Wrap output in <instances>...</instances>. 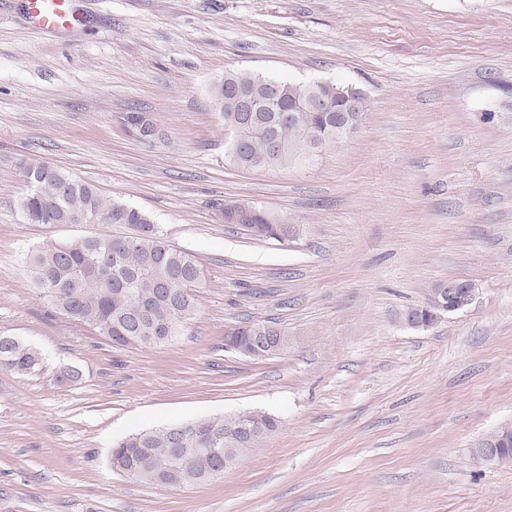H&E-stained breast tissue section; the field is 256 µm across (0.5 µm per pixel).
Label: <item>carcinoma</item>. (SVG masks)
I'll return each instance as SVG.
<instances>
[{"instance_id": "obj_1", "label": "carcinoma", "mask_w": 512, "mask_h": 512, "mask_svg": "<svg viewBox=\"0 0 512 512\" xmlns=\"http://www.w3.org/2000/svg\"><path fill=\"white\" fill-rule=\"evenodd\" d=\"M264 77L245 70L229 71L210 88L212 101L220 103L224 128H234L239 112L225 100L229 87L259 92ZM279 112H263L259 124L248 137L244 149L230 152V160L246 169L286 168L304 162L306 150L301 136L313 131L319 139V152H332L343 139L336 138V89L334 82L318 87L326 98L323 112H290L288 100L300 95L304 86L280 82ZM123 126L136 138L150 142L162 137L155 119L148 112H126ZM21 173L28 193L21 200L24 219L29 224H121L130 229L126 236H80L33 251L27 258L37 284L56 310L73 322L90 326L98 335L119 348L162 346L178 336L194 313L192 288L202 281L198 257L166 240L148 214L139 208L114 201L100 194L91 183L49 163L21 161ZM224 223L239 216L237 225L255 240L284 242L291 225L268 211L249 204H218ZM438 288L410 311L428 318L437 311ZM276 328L281 343L288 344V333L277 323L242 322L237 333L248 328L254 336L268 335L267 326ZM43 368V359L28 343L13 336H0V370L32 375ZM256 424L251 439L235 441L227 453L239 460L279 427V420L265 412L252 411ZM233 427L231 417L204 418L143 430L116 443L112 468L141 483L182 486L207 480L210 471L224 466V459L201 452L181 467H170L177 444L174 436L185 434L187 448H205L210 436Z\"/></svg>"}]
</instances>
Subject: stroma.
<instances>
[{"label": "stroma", "mask_w": 512, "mask_h": 512, "mask_svg": "<svg viewBox=\"0 0 512 512\" xmlns=\"http://www.w3.org/2000/svg\"><path fill=\"white\" fill-rule=\"evenodd\" d=\"M69 31L0 0V336L45 358L0 371V512H512V462L475 456L512 426V0H73ZM329 80L366 111L336 151L244 170L209 90L225 72ZM151 113L143 143L120 122ZM46 161L146 212L205 277L180 336L118 349L49 307L32 249L120 226L26 223L20 161ZM300 227L256 241L217 206ZM464 279L433 328L401 313ZM277 355L224 348L239 321ZM65 367L80 381L60 386ZM265 411L277 432L177 488L112 469L114 441ZM441 286L442 284H439L432 288L427 299L422 304L409 307L405 312L410 310L414 315L422 318L430 317L437 311L438 288H441ZM441 294L443 299L447 298V301L444 300L441 303L432 320L423 322L411 313H404L401 317L403 324L408 328L417 330L432 328L447 315L456 313L470 305L474 296V288L468 281L453 279L444 284L443 288H441ZM267 325L276 328L275 335H268ZM242 327H246L253 336H224V348L227 351L251 358H261L269 354L272 347L271 336H280L281 343L288 345V333L272 321L258 322H240V325L232 327L234 334L243 333ZM279 352H271L268 356H273ZM267 356V357H268Z\"/></svg>", "instance_id": "stroma-1"}]
</instances>
